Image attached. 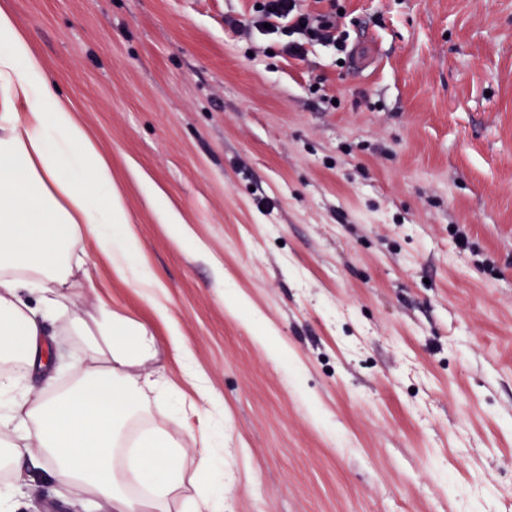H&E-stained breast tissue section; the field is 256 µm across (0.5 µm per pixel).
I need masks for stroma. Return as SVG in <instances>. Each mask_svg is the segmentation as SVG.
<instances>
[{
    "mask_svg": "<svg viewBox=\"0 0 512 512\" xmlns=\"http://www.w3.org/2000/svg\"><path fill=\"white\" fill-rule=\"evenodd\" d=\"M253 4L0 0L138 244L85 307L179 332L161 409L223 512H512V0H337L348 53L302 61L225 24ZM14 500L94 509L41 474ZM148 190L156 206L162 207L166 212L167 224H169L172 235L177 238L182 237L184 232V224L177 212L167 207L164 195L154 186L148 185Z\"/></svg>",
    "mask_w": 512,
    "mask_h": 512,
    "instance_id": "1",
    "label": "stroma"
}]
</instances>
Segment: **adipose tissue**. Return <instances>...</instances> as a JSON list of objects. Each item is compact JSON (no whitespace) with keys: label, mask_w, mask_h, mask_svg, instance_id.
Segmentation results:
<instances>
[{"label":"adipose tissue","mask_w":512,"mask_h":512,"mask_svg":"<svg viewBox=\"0 0 512 512\" xmlns=\"http://www.w3.org/2000/svg\"><path fill=\"white\" fill-rule=\"evenodd\" d=\"M127 222L111 162L0 6V467L20 484L37 457L105 512H222L210 454L197 451L186 473L183 441L142 404L146 391L167 393L147 369L161 348L151 326L102 300L82 309L92 253L112 257L116 276H134ZM49 318L62 323L58 338L46 336ZM188 484L194 495H183Z\"/></svg>","instance_id":"adipose-tissue-1"}]
</instances>
